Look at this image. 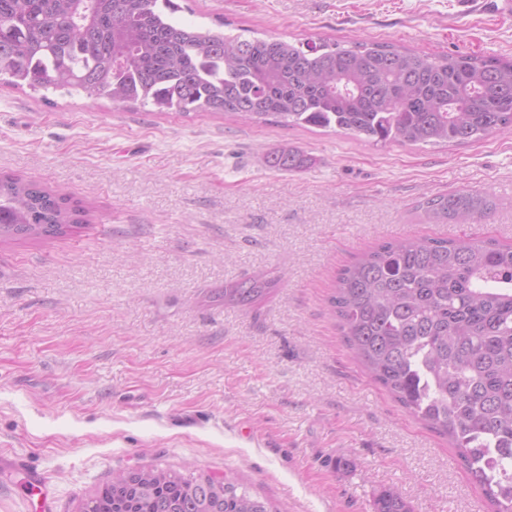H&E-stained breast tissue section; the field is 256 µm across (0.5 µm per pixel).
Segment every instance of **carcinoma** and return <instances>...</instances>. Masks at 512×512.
Segmentation results:
<instances>
[{
  "instance_id": "cac0c4a2",
  "label": "carcinoma",
  "mask_w": 512,
  "mask_h": 512,
  "mask_svg": "<svg viewBox=\"0 0 512 512\" xmlns=\"http://www.w3.org/2000/svg\"><path fill=\"white\" fill-rule=\"evenodd\" d=\"M175 0H0V80L33 92L84 94L127 107L220 112L245 122L335 128L375 144L469 143L512 128V59L420 54L387 42L291 43L226 34L176 17ZM274 171L313 158L284 144ZM497 202L474 190L420 204L432 224L487 220ZM82 223L66 197L0 179V242L54 237ZM262 273L210 293L226 308L264 302ZM371 377L448 438L494 512H512V247L493 239L399 238L340 273L328 299ZM125 473L84 504L108 512ZM135 512H269L229 479L151 468ZM374 512H412L384 489Z\"/></svg>"
}]
</instances>
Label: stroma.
<instances>
[{"instance_id": "35a3bbf8", "label": "stroma", "mask_w": 512, "mask_h": 512, "mask_svg": "<svg viewBox=\"0 0 512 512\" xmlns=\"http://www.w3.org/2000/svg\"><path fill=\"white\" fill-rule=\"evenodd\" d=\"M182 20L289 41L512 57V15L458 0H180ZM290 143L313 165L268 169ZM0 175L85 206L73 234L0 244V512H80L113 473L227 476L274 512H491L447 440L375 384L326 299L397 237L512 246V130L374 145L329 129L53 95L0 83ZM496 197L480 224H426V198ZM260 307L212 289L255 273ZM348 459L344 468L335 460ZM374 512H412V510L401 494L384 489L374 500Z\"/></svg>"}]
</instances>
